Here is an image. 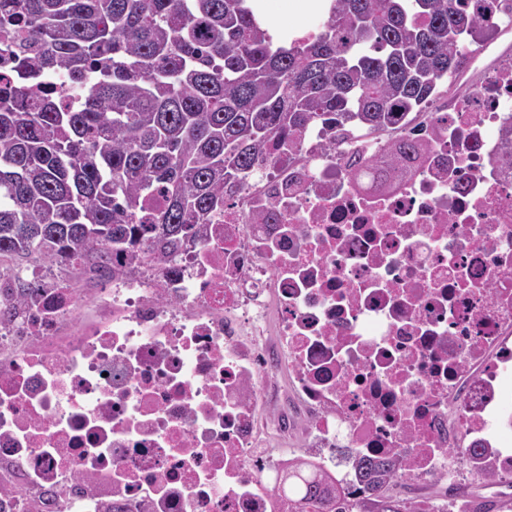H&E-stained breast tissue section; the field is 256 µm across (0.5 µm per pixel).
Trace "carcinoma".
<instances>
[{
	"label": "carcinoma",
	"mask_w": 512,
	"mask_h": 512,
	"mask_svg": "<svg viewBox=\"0 0 512 512\" xmlns=\"http://www.w3.org/2000/svg\"><path fill=\"white\" fill-rule=\"evenodd\" d=\"M512 0H331L320 33L274 45L250 0H0V258L14 315L39 276L107 268L114 251L156 266L201 240L225 188L276 137L312 124L369 133L429 107ZM67 74L83 103L42 84ZM165 204L141 220L145 196ZM371 497L333 495L299 463L288 492L309 512H407L404 475L368 463Z\"/></svg>",
	"instance_id": "1"
}]
</instances>
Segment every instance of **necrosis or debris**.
<instances>
[{
    "label": "necrosis or debris",
    "mask_w": 512,
    "mask_h": 512,
    "mask_svg": "<svg viewBox=\"0 0 512 512\" xmlns=\"http://www.w3.org/2000/svg\"><path fill=\"white\" fill-rule=\"evenodd\" d=\"M510 123L498 58L410 128L272 140L170 266L45 281L0 325V512H297L293 433L355 494L392 461L512 495Z\"/></svg>",
    "instance_id": "obj_1"
}]
</instances>
